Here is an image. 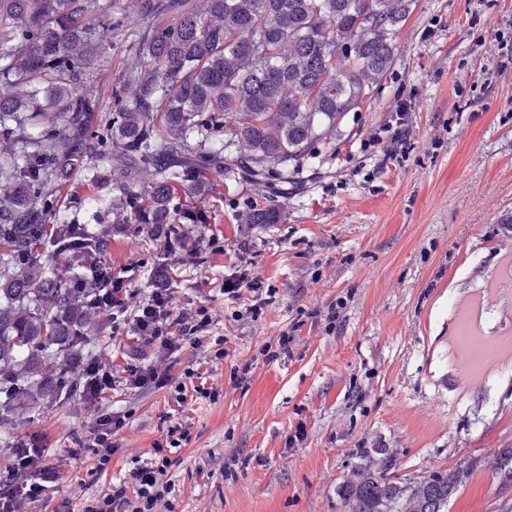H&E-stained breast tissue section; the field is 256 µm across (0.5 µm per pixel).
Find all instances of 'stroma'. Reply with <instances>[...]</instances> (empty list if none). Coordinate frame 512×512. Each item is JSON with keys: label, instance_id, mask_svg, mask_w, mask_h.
<instances>
[{"label": "stroma", "instance_id": "obj_1", "mask_svg": "<svg viewBox=\"0 0 512 512\" xmlns=\"http://www.w3.org/2000/svg\"><path fill=\"white\" fill-rule=\"evenodd\" d=\"M113 9L126 21L102 43L103 91L124 78L139 28L134 0ZM506 44L512 0H419L371 103L320 146L318 171L297 174L282 196L284 223L242 234L256 186L216 174L198 195L209 221L194 230L216 244L178 268L174 296L208 307L212 342L168 356L122 333L90 337L89 354L106 363L142 358L177 378L194 369L219 393L183 409L191 439L167 471L175 512H344L338 489L361 448L395 451L397 474L413 478L468 468L448 512H512V488L497 474L501 449L512 448V361L462 384L449 341L455 306L485 284L499 252L512 250V68H499ZM399 100L411 104L407 135L399 159L387 162ZM154 249L140 237L111 248L113 266L129 273L130 306L148 286ZM242 249L274 291L254 320L243 315L251 293L222 292ZM297 319L290 354L266 359L264 348ZM169 399L168 390L119 382L105 391L100 410L124 414L126 424L102 473L83 446L97 412L80 392L23 410L0 431V477L14 442L41 435L47 459L72 461L40 512H61L66 501L80 512L83 498L152 458Z\"/></svg>", "mask_w": 512, "mask_h": 512}]
</instances>
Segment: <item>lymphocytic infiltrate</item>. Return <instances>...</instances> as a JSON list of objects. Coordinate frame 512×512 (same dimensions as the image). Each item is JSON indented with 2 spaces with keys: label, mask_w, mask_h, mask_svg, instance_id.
<instances>
[{
  "label": "lymphocytic infiltrate",
  "mask_w": 512,
  "mask_h": 512,
  "mask_svg": "<svg viewBox=\"0 0 512 512\" xmlns=\"http://www.w3.org/2000/svg\"><path fill=\"white\" fill-rule=\"evenodd\" d=\"M252 261L248 253L237 257L236 270L226 277L224 293L239 297L250 292L251 313H259L267 304L262 296L260 282L251 277ZM131 289L124 281H117L112 288L111 321L120 315H129V326L143 345L158 351L178 348L180 342H201L209 333L213 318L206 306L181 307L175 301L171 289L150 283L135 312H128L127 301ZM128 385L134 388L168 389L172 402L184 404L189 393L202 399H215L216 391L199 386L188 391L187 381L193 371H186L184 380L175 379L169 369L153 364H126L122 367ZM125 417L118 413L104 415L87 435L86 443L98 458V470H105L118 445L115 435L124 427ZM191 423L185 420L171 422L160 441L154 444L151 461L129 469L122 480L109 484L97 498L87 501L82 512H174L169 500L171 485L164 476L172 464L171 450L180 449L190 440ZM45 450L38 438H30L27 446L19 448L8 481L0 482V512H37L46 483L55 481L59 472L68 467L65 459L52 464L44 462Z\"/></svg>",
  "instance_id": "obj_1"
}]
</instances>
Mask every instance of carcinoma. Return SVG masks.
I'll return each mask as SVG.
<instances>
[{"label":"carcinoma","mask_w":512,"mask_h":512,"mask_svg":"<svg viewBox=\"0 0 512 512\" xmlns=\"http://www.w3.org/2000/svg\"><path fill=\"white\" fill-rule=\"evenodd\" d=\"M416 2L137 0L131 80L104 118L85 79L112 0H0V430L70 393L60 370L105 328L89 300L118 274L112 240L150 239L151 270L175 281L167 246L208 223L189 200L214 172L269 189L242 223H283L278 188L371 101ZM358 452L346 512H448L465 474L400 477L394 453Z\"/></svg>","instance_id":"obj_1"}]
</instances>
